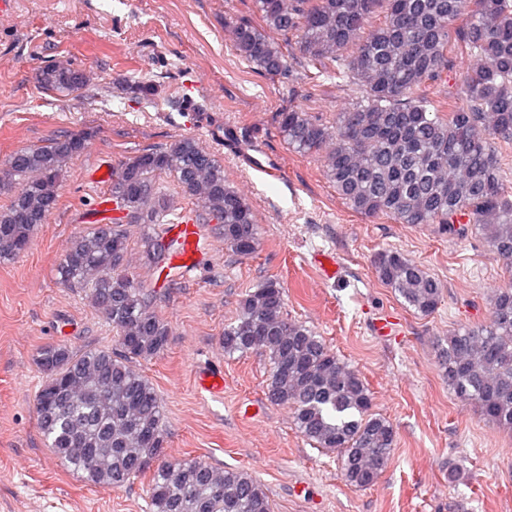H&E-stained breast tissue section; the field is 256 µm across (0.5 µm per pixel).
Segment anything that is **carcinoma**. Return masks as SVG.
<instances>
[{"label":"carcinoma","mask_w":512,"mask_h":512,"mask_svg":"<svg viewBox=\"0 0 512 512\" xmlns=\"http://www.w3.org/2000/svg\"><path fill=\"white\" fill-rule=\"evenodd\" d=\"M259 22H233L231 36L256 73L292 80L294 65L313 83L341 79L359 94L330 126L289 107L278 130L293 151L323 154L336 193L356 213L402 224H440L450 235L472 228L512 270V189L500 176L497 144L512 142V0H254ZM293 36L279 43L276 36ZM473 59L461 76L463 100L447 107L428 89L448 72L449 55ZM47 90L74 92L79 70H42ZM87 148L81 136L14 153L0 167V259L31 245L56 208L67 164ZM172 176L219 224L224 244L255 252L259 224L252 202L231 187L224 166L192 138L146 151L112 169L109 195L121 216L76 233L57 267L64 285L86 289L112 325L117 348L75 351L55 343L38 351L43 382L38 424L60 463L94 485L123 486L150 474L146 512H272L262 484L237 469L165 458L164 413L151 382L132 368L164 354L168 330L155 292L123 268L125 224H170L169 202L154 177ZM9 243V247L1 243ZM150 263L168 267L172 242L157 232L143 241ZM380 280L427 315L442 289L423 267L384 250ZM264 352L271 366L267 398L289 408L315 447L340 454L343 476L373 485L396 432L370 413L372 395L304 324L284 315V289L267 280L242 300L224 328V353ZM448 387L495 425L512 429V283L499 289L488 323L455 331L437 345Z\"/></svg>","instance_id":"cac0c4a2"}]
</instances>
